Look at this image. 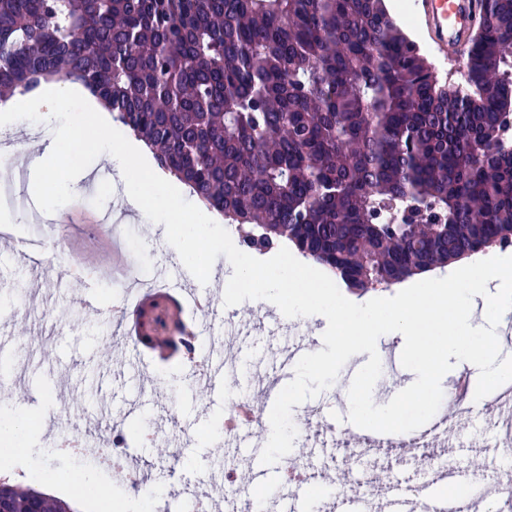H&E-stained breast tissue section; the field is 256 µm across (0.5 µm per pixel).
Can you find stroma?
Instances as JSON below:
<instances>
[{
	"label": "stroma",
	"mask_w": 512,
	"mask_h": 512,
	"mask_svg": "<svg viewBox=\"0 0 512 512\" xmlns=\"http://www.w3.org/2000/svg\"><path fill=\"white\" fill-rule=\"evenodd\" d=\"M50 133V126L30 121L0 126V219L16 227V245L40 243L46 254L40 265L22 266L12 246L0 245V414L31 417L34 427L24 446L12 453L14 479L30 488L38 475L56 477L54 494L68 498L71 482L89 476L96 487L107 489L109 503L129 506L130 512H143L144 496L151 488L158 491V512H190L192 502L179 490L191 484L207 495L213 512H227L224 459L234 458L238 484H248L254 468L251 448L263 440L256 430L252 446L225 448L216 426L225 417L226 393L232 389L257 397L294 337L280 320L277 306L259 300L224 306V281L230 270L223 260L215 261L208 283L200 284L167 243L164 227L147 223L132 209L123 208L119 227L124 240L117 253L98 252L102 235L96 219L102 212L122 208L125 191L122 174L110 165L96 160L86 168L72 187L74 200L60 207L62 219L53 229L30 223L33 171L21 147L36 145ZM75 261L82 269L77 278L69 274ZM159 269L167 273L168 294L183 324L197 318L187 293L211 296L212 349L223 345L227 320H256V328L230 354L236 364L232 382L215 388L187 384L185 347L159 350L113 316V309L122 305L124 274L135 271L145 276ZM86 293L95 296L105 329L90 325L88 314L76 307V300ZM350 385L349 377L338 375L311 404L294 407L298 433L306 431L312 404L347 419ZM87 426L94 442L111 438L117 430L132 433L128 451L143 460L144 478L137 482L115 477L60 448L61 439ZM305 451V445L295 444L290 460L316 473L318 483L335 478L336 491L355 500L369 496L371 488L385 484L388 474L403 469L373 452L346 460L336 447L310 459Z\"/></svg>",
	"instance_id": "stroma-1"
}]
</instances>
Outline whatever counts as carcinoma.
<instances>
[{"label": "carcinoma", "mask_w": 512, "mask_h": 512, "mask_svg": "<svg viewBox=\"0 0 512 512\" xmlns=\"http://www.w3.org/2000/svg\"><path fill=\"white\" fill-rule=\"evenodd\" d=\"M511 41L483 0L461 96L384 0H0V99L80 83L247 249L364 290L512 245Z\"/></svg>", "instance_id": "1"}]
</instances>
